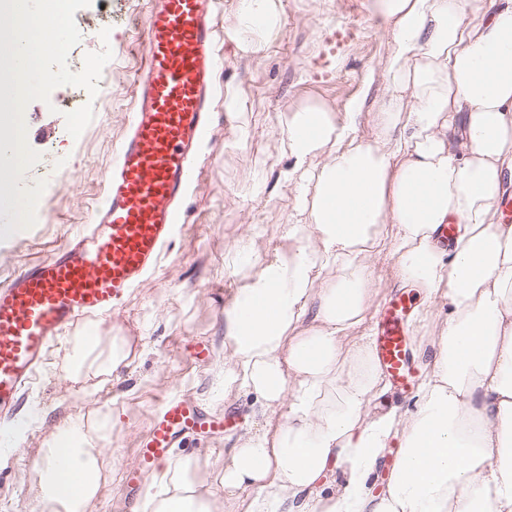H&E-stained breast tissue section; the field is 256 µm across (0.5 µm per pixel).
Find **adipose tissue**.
Wrapping results in <instances>:
<instances>
[{
  "label": "adipose tissue",
  "instance_id": "obj_1",
  "mask_svg": "<svg viewBox=\"0 0 512 512\" xmlns=\"http://www.w3.org/2000/svg\"><path fill=\"white\" fill-rule=\"evenodd\" d=\"M393 44L385 96L364 113L290 105L282 150L296 206L272 259L238 240L241 283L224 307L225 392L254 398L257 428L224 451L225 512H512V0H370ZM283 29L281 0H238L229 41L261 57ZM369 115L371 140L358 134ZM451 224L448 246L436 239ZM422 295L415 328L432 358L411 408L374 353L384 279ZM126 359L77 341L73 373ZM106 434L63 419L33 487L46 512H88ZM401 452L381 493L385 448ZM197 459L168 460L143 512H212ZM339 482H332L333 474Z\"/></svg>",
  "mask_w": 512,
  "mask_h": 512
}]
</instances>
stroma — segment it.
<instances>
[{"label": "stroma", "instance_id": "stroma-1", "mask_svg": "<svg viewBox=\"0 0 512 512\" xmlns=\"http://www.w3.org/2000/svg\"><path fill=\"white\" fill-rule=\"evenodd\" d=\"M368 0H282L281 37L261 59L241 56L224 44V66L217 77L219 100L197 179L184 202L186 222L165 250L159 271L107 319L84 322L54 344L37 378L24 391L13 417H33L21 446L11 448L0 467V512H42L33 490L39 448L51 438L60 418L92 419L115 413L119 422L105 446L108 469L92 512H134L121 492L126 472L163 400L188 398L202 409L228 414L231 429L220 435H184L171 457H198L196 478L209 485L223 504L219 477L224 450L251 424V400L225 393L224 306L238 286L240 272L228 265L236 240L259 227L258 255L267 258L280 242L296 204L293 185L282 178L291 161L281 150L280 115L292 103L325 101L344 109L353 98L373 108L383 88L369 83L389 48V35L377 30ZM147 0H92L75 14L80 42L68 57L80 71L87 53L110 44L97 96L71 85L55 88L49 101L25 109L26 139L41 158L26 182L45 181L42 208L32 228L0 242V284L26 265L50 256L74 239L93 219L102 201L134 103L135 80L144 65L143 19ZM109 29L108 41L99 33ZM240 95L245 109L228 112L223 93ZM92 104L94 118L79 139L65 135L68 109ZM262 173V198L252 193V178ZM89 337L110 347L124 340L129 356L105 381L88 375L71 378L72 348ZM205 343L210 354L191 363L190 342Z\"/></svg>", "mask_w": 512, "mask_h": 512}]
</instances>
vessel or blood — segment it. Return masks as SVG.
Returning <instances> with one entry per match:
<instances>
[{
  "instance_id": "obj_1",
  "label": "vessel or blood",
  "mask_w": 512,
  "mask_h": 512,
  "mask_svg": "<svg viewBox=\"0 0 512 512\" xmlns=\"http://www.w3.org/2000/svg\"><path fill=\"white\" fill-rule=\"evenodd\" d=\"M216 0H148L145 66L128 130L105 183L94 224L0 285V418L12 415L53 342L79 322L108 316L154 272L184 222L183 204L212 128L220 64ZM409 294L388 303L375 355L400 391L413 375ZM227 419L165 401L138 449L124 490L165 461L186 430H220Z\"/></svg>"
}]
</instances>
